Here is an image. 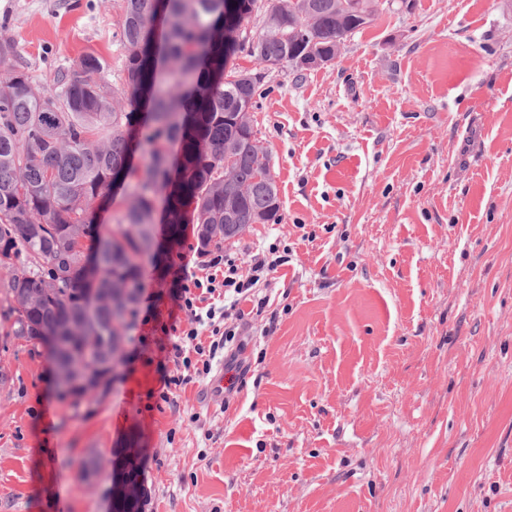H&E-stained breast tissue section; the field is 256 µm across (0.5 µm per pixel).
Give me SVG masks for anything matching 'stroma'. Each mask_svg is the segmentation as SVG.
<instances>
[{
  "instance_id": "35a3bbf8",
  "label": "stroma",
  "mask_w": 512,
  "mask_h": 512,
  "mask_svg": "<svg viewBox=\"0 0 512 512\" xmlns=\"http://www.w3.org/2000/svg\"><path fill=\"white\" fill-rule=\"evenodd\" d=\"M317 70L269 73L251 111L281 202L226 249L276 248L242 303L224 391L160 396L153 314L95 403L0 319V512H111L113 465L147 512H512V0H378ZM123 0H0L43 88L86 54L111 83ZM101 461L85 477L81 463Z\"/></svg>"
}]
</instances>
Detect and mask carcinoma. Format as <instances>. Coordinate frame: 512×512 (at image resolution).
I'll return each mask as SVG.
<instances>
[{"label":"carcinoma","mask_w":512,"mask_h":512,"mask_svg":"<svg viewBox=\"0 0 512 512\" xmlns=\"http://www.w3.org/2000/svg\"><path fill=\"white\" fill-rule=\"evenodd\" d=\"M258 12L262 27L247 40L219 36ZM376 14L377 0H124L119 87L95 55L58 74L56 89L39 87L14 44L0 42V269L11 272L0 315L14 318L13 336L48 350L61 395L82 399L88 382H110L143 262L156 261L157 199L173 244L192 212L202 255L256 219H278L277 187L261 178L268 152L241 132L264 92L255 74L303 55L327 64ZM238 49L255 68L229 65ZM136 150L145 158L138 174ZM118 185L127 206L105 233L94 204ZM84 259L97 269L93 283Z\"/></svg>","instance_id":"carcinoma-1"}]
</instances>
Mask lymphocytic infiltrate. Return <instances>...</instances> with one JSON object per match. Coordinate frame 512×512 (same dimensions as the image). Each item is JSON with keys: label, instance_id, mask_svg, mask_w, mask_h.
I'll list each match as a JSON object with an SVG mask.
<instances>
[{"label": "lymphocytic infiltrate", "instance_id": "1", "mask_svg": "<svg viewBox=\"0 0 512 512\" xmlns=\"http://www.w3.org/2000/svg\"><path fill=\"white\" fill-rule=\"evenodd\" d=\"M278 265V260L258 253L253 255L249 270L244 273L234 257L220 251L207 261L204 275L180 266L177 274L179 308L188 316L190 326L179 332L177 338L160 339V350L171 353L184 367L193 368V376L207 375L212 361L229 349L237 334L235 327L222 324L228 316L227 303L252 299L257 310H264L268 300L257 297L256 292ZM206 333L211 336L207 343L201 340Z\"/></svg>", "mask_w": 512, "mask_h": 512}]
</instances>
